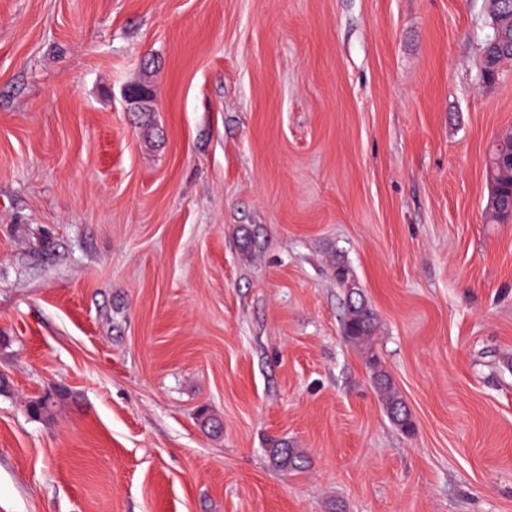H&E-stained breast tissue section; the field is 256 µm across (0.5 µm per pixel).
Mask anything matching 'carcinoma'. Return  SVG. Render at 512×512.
I'll return each mask as SVG.
<instances>
[{
  "mask_svg": "<svg viewBox=\"0 0 512 512\" xmlns=\"http://www.w3.org/2000/svg\"><path fill=\"white\" fill-rule=\"evenodd\" d=\"M487 178L496 183L500 195L493 198L487 207V217L493 222L503 221L512 215V162L509 161L507 146L492 147ZM376 328V317L363 298L352 299L347 307L344 320L345 335L357 346L368 352V363L374 376V386L391 421L404 431L413 423L398 389L380 364L377 356L370 353V343ZM273 458L280 467L289 471L306 467V458L286 442L273 445Z\"/></svg>",
  "mask_w": 512,
  "mask_h": 512,
  "instance_id": "obj_1",
  "label": "carcinoma"
}]
</instances>
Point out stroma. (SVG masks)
<instances>
[{"instance_id":"stroma-1","label":"stroma","mask_w":512,"mask_h":512,"mask_svg":"<svg viewBox=\"0 0 512 512\" xmlns=\"http://www.w3.org/2000/svg\"><path fill=\"white\" fill-rule=\"evenodd\" d=\"M491 32L485 0H0V512H512ZM152 92V88L145 82L139 85H132L126 90V101L133 107L135 112H151L148 103L152 98ZM353 290L357 289L353 288L351 294L356 293L358 298H351L348 304L344 320L345 335L355 345L369 353L371 338L376 328V317L360 294ZM368 363L371 365L374 376V386L378 391L380 400L386 409L391 421L404 431H409L412 420L407 407L398 389L380 364L379 359L373 353L368 355ZM271 452L279 466L284 469L294 471L306 467V458L295 450V448H289L286 442L274 444Z\"/></svg>"}]
</instances>
